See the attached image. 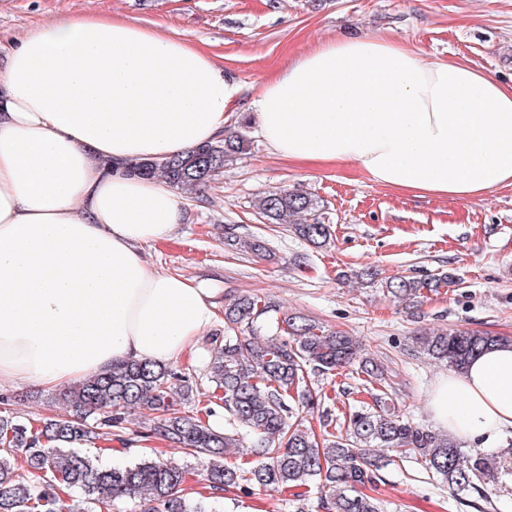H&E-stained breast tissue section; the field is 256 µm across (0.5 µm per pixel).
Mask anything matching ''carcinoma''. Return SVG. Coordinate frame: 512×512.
Here are the masks:
<instances>
[{
	"instance_id": "1",
	"label": "carcinoma",
	"mask_w": 512,
	"mask_h": 512,
	"mask_svg": "<svg viewBox=\"0 0 512 512\" xmlns=\"http://www.w3.org/2000/svg\"><path fill=\"white\" fill-rule=\"evenodd\" d=\"M249 147L243 133L231 132L161 161L136 163L128 172L158 174L171 187L196 194ZM255 207L269 223L287 225L316 248L329 243L330 226L306 193L288 188L268 192ZM224 245L256 257L269 251L263 238H230ZM384 284L391 296L407 301L456 281L441 273L402 275ZM503 340L500 334L468 327L428 328L411 336L415 352L458 371ZM211 345L203 383L171 366L119 364L60 390L59 413L38 424L1 413L0 512H62L61 503L72 491L83 496L81 512L124 499L139 501L141 512H223L226 491H277L312 482L318 484L323 512H381L372 492L386 451L420 457L432 476L458 495L482 494L512 472V441L494 464L479 452H463L452 438L388 412L379 394L373 396L374 407L349 414L345 431L317 438L294 416L293 407L319 405V394L308 385L310 374L356 364L365 382L382 384L384 368L364 356L355 338L284 312L258 295L224 303V336H214ZM179 399L194 401L199 409L186 414L176 408ZM217 405L224 408L222 430L206 421ZM136 409L153 414L149 434L204 464L208 486L197 499L184 498L192 471L172 458L116 467L101 461L105 447L92 455L80 449L112 441V431H121ZM246 438L250 458L233 459L232 451L243 447Z\"/></svg>"
}]
</instances>
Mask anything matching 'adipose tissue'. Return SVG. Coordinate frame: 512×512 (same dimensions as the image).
Wrapping results in <instances>:
<instances>
[{"instance_id": "1", "label": "adipose tissue", "mask_w": 512, "mask_h": 512, "mask_svg": "<svg viewBox=\"0 0 512 512\" xmlns=\"http://www.w3.org/2000/svg\"><path fill=\"white\" fill-rule=\"evenodd\" d=\"M240 94L211 55L122 18L63 17L12 45L0 67V384L60 390L119 363H173L222 322L212 289L144 251L182 223L180 194L125 165L223 136ZM252 107L283 158L350 162L416 196L512 187V83L401 43L323 42ZM429 406L461 441L512 430V343L449 371Z\"/></svg>"}]
</instances>
